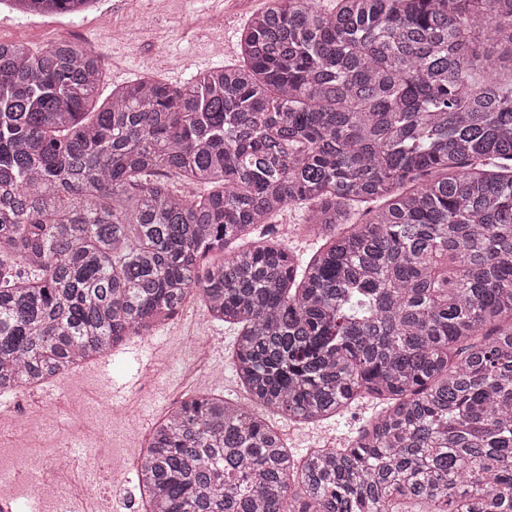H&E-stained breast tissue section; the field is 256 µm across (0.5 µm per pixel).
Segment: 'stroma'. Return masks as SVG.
Returning a JSON list of instances; mask_svg holds the SVG:
<instances>
[{
  "label": "stroma",
  "mask_w": 512,
  "mask_h": 512,
  "mask_svg": "<svg viewBox=\"0 0 512 512\" xmlns=\"http://www.w3.org/2000/svg\"><path fill=\"white\" fill-rule=\"evenodd\" d=\"M266 0H98L96 7L77 18L26 15L0 5V41L19 42L42 49L68 41L93 51L103 68L102 95L113 85L131 81L151 67L160 80L180 85L190 76L208 68L239 62L238 49H225V33L241 35L254 13ZM172 358L158 380L134 384L139 371L135 354L113 353L106 368L88 365L49 386L46 403H67L58 419L56 436L29 446L30 454L44 458L56 452V438L70 441V453L78 458L96 454L111 459L128 456L134 438L120 424H108L101 417V404L111 402V385L133 383L139 399L138 425L151 427L175 401L187 395L183 372L184 351L193 337L220 336L232 346L233 329L211 320L198 303L185 307L160 331ZM375 408L363 403L343 415L309 425H299L282 415L271 421L293 454L327 443L345 442L371 416Z\"/></svg>",
  "instance_id": "1"
}]
</instances>
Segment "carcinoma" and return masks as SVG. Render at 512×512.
I'll return each mask as SVG.
<instances>
[{"instance_id":"obj_1","label":"carcinoma","mask_w":512,"mask_h":512,"mask_svg":"<svg viewBox=\"0 0 512 512\" xmlns=\"http://www.w3.org/2000/svg\"><path fill=\"white\" fill-rule=\"evenodd\" d=\"M240 55L101 102L95 53L0 42V395L197 300L237 329L251 406L157 420L144 512H512V0H266ZM290 205L308 259L275 237ZM363 400L300 461L265 418Z\"/></svg>"}]
</instances>
